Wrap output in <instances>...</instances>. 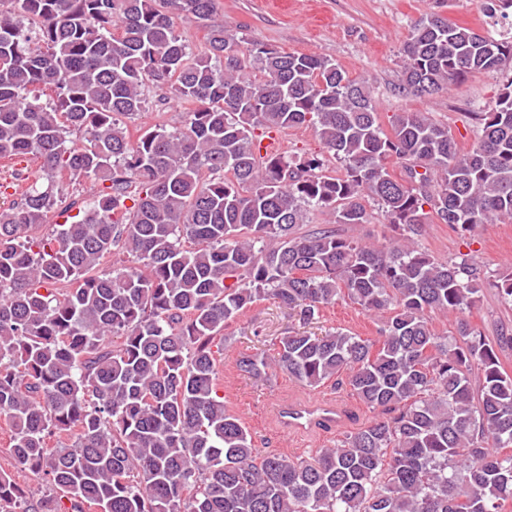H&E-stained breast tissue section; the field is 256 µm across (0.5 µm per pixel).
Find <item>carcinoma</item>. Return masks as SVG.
Segmentation results:
<instances>
[{"label":"carcinoma","instance_id":"1","mask_svg":"<svg viewBox=\"0 0 512 512\" xmlns=\"http://www.w3.org/2000/svg\"><path fill=\"white\" fill-rule=\"evenodd\" d=\"M218 5L0 0V159L40 162L0 206V417L16 468L50 487L34 501L1 473L0 512H506L512 376L467 313L488 283L512 305V276L490 283L415 237L430 218L462 236L512 223V81L469 114L462 152L425 112L385 130L367 82L324 56L222 27L194 53L175 19ZM401 55L406 95L512 72V40L435 13ZM152 87L190 109L134 139L125 120ZM304 124L321 153L255 139ZM89 178L99 189L81 201ZM368 202L396 232L387 245L302 231L314 212L367 224ZM58 210L66 221L46 225ZM114 252L129 265L102 269ZM345 297L384 315L380 339L294 330L274 360L238 367L334 379L376 417L305 460L259 454L224 406L215 338L258 300L306 327ZM435 312L454 316L452 334L432 328ZM63 434L74 442L51 447Z\"/></svg>","mask_w":512,"mask_h":512}]
</instances>
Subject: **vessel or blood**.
<instances>
[{
  "label": "vessel or blood",
  "instance_id": "1",
  "mask_svg": "<svg viewBox=\"0 0 512 512\" xmlns=\"http://www.w3.org/2000/svg\"><path fill=\"white\" fill-rule=\"evenodd\" d=\"M282 434L293 438L310 432L332 433L347 424L343 402L325 393L303 399H283L273 408Z\"/></svg>",
  "mask_w": 512,
  "mask_h": 512
}]
</instances>
